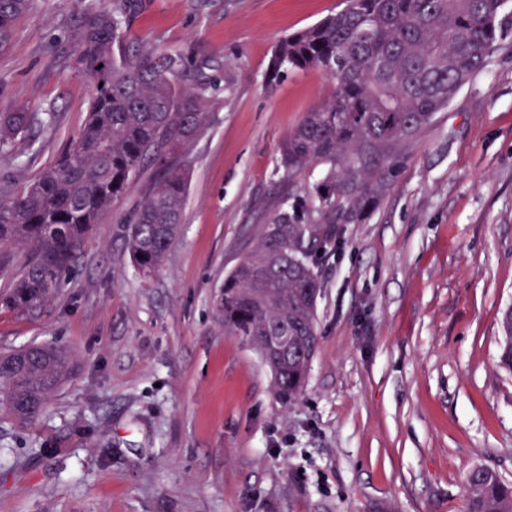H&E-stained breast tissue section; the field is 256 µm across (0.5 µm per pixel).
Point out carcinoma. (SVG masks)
<instances>
[{
	"label": "carcinoma",
	"mask_w": 512,
	"mask_h": 512,
	"mask_svg": "<svg viewBox=\"0 0 512 512\" xmlns=\"http://www.w3.org/2000/svg\"><path fill=\"white\" fill-rule=\"evenodd\" d=\"M508 0H348L339 13L281 39L273 72L321 68L336 78L330 100L306 113L282 147L290 174L331 169L316 185L322 223L297 199L261 233L256 249L224 278L225 331L266 360L275 398L302 395L316 353L317 268L339 247L343 225L363 219L385 190L394 148L431 122L489 64L503 39ZM33 0H0V47ZM128 0L86 8L74 21L78 70L93 86L88 120L69 151L24 190L0 177V248L29 251L7 307L33 311L76 262L86 234L148 167L160 171L126 226L131 257L151 275L176 241L187 196L179 154L206 121L211 88L179 52L155 53L129 36ZM36 116L0 112V151L26 137ZM499 366L512 371V307L500 321ZM61 345L0 354V410L19 426L45 414L74 366ZM469 512H512V484L487 466L464 480Z\"/></svg>",
	"instance_id": "cac0c4a2"
}]
</instances>
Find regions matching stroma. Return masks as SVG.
Returning a JSON list of instances; mask_svg holds the SVG:
<instances>
[{"label":"stroma","mask_w":512,"mask_h":512,"mask_svg":"<svg viewBox=\"0 0 512 512\" xmlns=\"http://www.w3.org/2000/svg\"><path fill=\"white\" fill-rule=\"evenodd\" d=\"M113 0H34L0 48V110L40 117L0 152L20 191L71 147L92 84L71 26ZM344 0H133L129 33L177 51L210 82L207 122L180 156V234L143 277L123 219L145 172L89 232L35 314L0 305V350L57 343L76 364L31 428L0 419V512H466L483 464L512 482V17L487 68L405 141L391 182L319 265L318 348L284 406L260 356L224 331L225 275L327 167L290 175L280 147L336 81L269 77L282 36ZM91 434L42 451L74 419ZM112 454L101 459L99 442ZM503 343L499 356V366L512 371V307L507 308L500 321Z\"/></svg>","instance_id":"stroma-1"}]
</instances>
